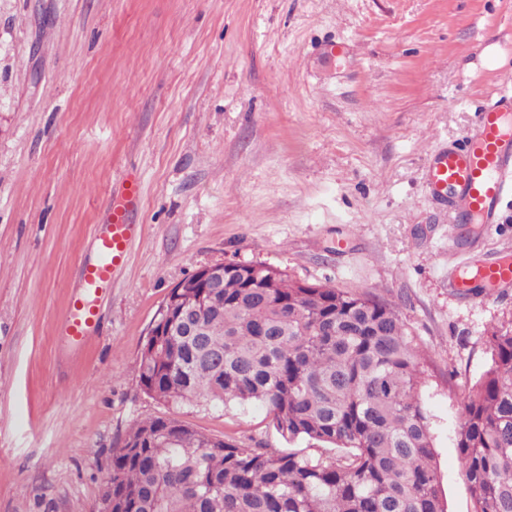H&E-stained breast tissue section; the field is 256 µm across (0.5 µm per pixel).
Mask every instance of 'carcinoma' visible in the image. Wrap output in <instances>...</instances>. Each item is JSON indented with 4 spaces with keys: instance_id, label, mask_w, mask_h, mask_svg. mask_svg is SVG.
Returning <instances> with one entry per match:
<instances>
[{
    "instance_id": "carcinoma-1",
    "label": "carcinoma",
    "mask_w": 512,
    "mask_h": 512,
    "mask_svg": "<svg viewBox=\"0 0 512 512\" xmlns=\"http://www.w3.org/2000/svg\"><path fill=\"white\" fill-rule=\"evenodd\" d=\"M487 347L456 444L474 512H512V324ZM138 378L166 405L258 403L282 438L325 448H242L149 415L112 448V512H446L424 362L392 304L229 265L217 305L143 345Z\"/></svg>"
}]
</instances>
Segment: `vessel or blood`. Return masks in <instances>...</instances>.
Masks as SVG:
<instances>
[{
    "label": "vessel or blood",
    "instance_id": "vessel-or-blood-1",
    "mask_svg": "<svg viewBox=\"0 0 512 512\" xmlns=\"http://www.w3.org/2000/svg\"><path fill=\"white\" fill-rule=\"evenodd\" d=\"M512 93L497 95L476 112L463 140L433 153L427 167V183L448 206L459 224L493 225L498 206L512 188ZM140 205L139 184L127 177L108 199L104 218L83 261L81 279L70 301L59 335L81 343L97 323V307L123 270L132 243L140 236L133 213ZM480 274L494 288L512 287V255L500 254L482 262Z\"/></svg>",
    "mask_w": 512,
    "mask_h": 512
}]
</instances>
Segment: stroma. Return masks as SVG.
I'll return each instance as SVG.
<instances>
[{"label": "stroma", "mask_w": 512, "mask_h": 512, "mask_svg": "<svg viewBox=\"0 0 512 512\" xmlns=\"http://www.w3.org/2000/svg\"><path fill=\"white\" fill-rule=\"evenodd\" d=\"M509 90L512 0H0V512H96L113 446L148 415L318 454L259 404L173 407L140 386L169 289L239 261L397 306L445 505L473 512L459 396L512 290L452 281L458 254L512 244V194L471 231L426 163ZM129 175L142 236L74 345L55 329Z\"/></svg>", "instance_id": "35a3bbf8"}]
</instances>
